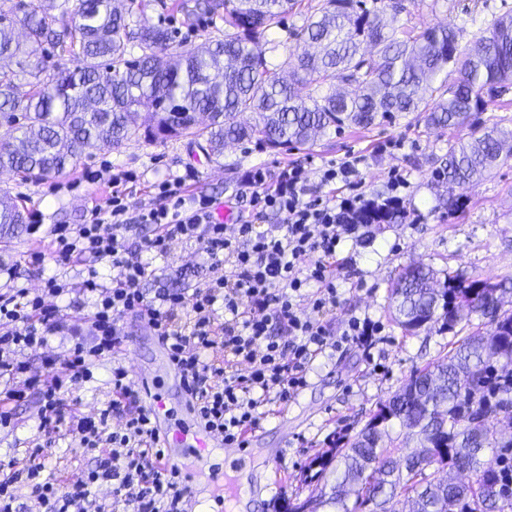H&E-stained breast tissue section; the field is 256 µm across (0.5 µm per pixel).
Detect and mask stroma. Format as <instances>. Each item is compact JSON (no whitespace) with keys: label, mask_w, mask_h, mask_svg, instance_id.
<instances>
[{"label":"stroma","mask_w":512,"mask_h":512,"mask_svg":"<svg viewBox=\"0 0 512 512\" xmlns=\"http://www.w3.org/2000/svg\"><path fill=\"white\" fill-rule=\"evenodd\" d=\"M194 2L142 0L145 18L169 27L176 42L193 46L207 37H223V23L212 22L209 16L186 21L181 6ZM321 2L298 0L283 26L270 32L278 45L267 56L271 69L282 70L306 18ZM405 4L399 25L415 29L449 25L459 29L465 43L480 36L491 19L512 17V0H405ZM465 135L462 129H427L423 117L414 112L381 125L333 132L312 145L271 150L245 142L225 149L217 160L206 158L186 138L152 142L136 137L118 149L90 151L48 180L0 173V192L9 193L28 216L18 237L0 239V268L6 270L0 275V290L25 288L36 294L51 276L71 287L55 299L68 315L69 329L49 336L45 345L25 350L22 360L33 372L44 373V358H64L74 342L91 335L92 299L78 290L85 269L76 258L58 263L52 247L56 225L85 223L90 208L110 193L107 184L84 181L86 169L107 163L128 172L127 201L134 214L155 203L156 185L173 179L184 180L188 194L210 196L240 211L248 206L240 197L242 177L258 166L273 179L284 166L305 164L315 197L325 193L318 171L332 161L360 157L357 178L375 196L387 195L390 172L400 170L410 181L403 197L405 217L380 227H361L341 242L333 261L339 302L328 316L329 324L338 332L349 318L371 317L380 327L373 347L367 353L347 347L318 358L307 387L288 407L287 423L269 417L249 449L257 470L277 469L283 486L251 493L248 512H286L289 500L318 497L329 490L333 478L318 476L313 460L329 451L334 439L354 437L415 368L447 353L455 340L434 325L408 333L394 321L389 289L401 268L422 263L440 274L487 282L512 273V161L462 188H449L435 176L449 142ZM451 196L458 198V209H448ZM411 213L417 215V223L408 222ZM35 253L42 255L41 264L31 263ZM151 267L154 274L144 284L150 297L160 288L197 287L213 273L207 255L186 241L171 242L166 253L152 257ZM125 327L130 337L125 344L127 362L158 368L159 347L150 331H139L137 320L130 317ZM111 372L107 360L96 367L91 381L72 383L65 394L71 410L93 416L106 408L112 399ZM40 405L39 395L28 393L25 402L14 406L11 424L0 426V464L25 461L32 448L45 444L49 450L40 458L44 475L72 479L91 468L95 454L81 448L75 435L64 432L55 443H47L38 431Z\"/></svg>","instance_id":"35a3bbf8"}]
</instances>
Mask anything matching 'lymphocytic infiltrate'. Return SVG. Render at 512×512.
I'll return each instance as SVG.
<instances>
[{"label": "lymphocytic infiltrate", "instance_id": "1", "mask_svg": "<svg viewBox=\"0 0 512 512\" xmlns=\"http://www.w3.org/2000/svg\"><path fill=\"white\" fill-rule=\"evenodd\" d=\"M360 157L349 156L320 169L322 184L342 182L349 197H306L305 166L283 167L268 182L263 168L245 175L251 210L238 215L234 236H226L214 218L213 198L185 197L181 181L160 184L158 204L130 217L119 186L123 175L104 170L97 175L113 187L111 197L91 210L78 229L55 230L59 261L83 256V293L94 299L89 317L93 339L78 341L63 361L64 376L45 379L21 361L22 350L46 343L66 327V318L48 297L61 296L65 283L46 279L42 294L26 289L0 292V403H17L28 391L39 392V429L46 437L68 428L82 446L97 451L93 468L63 484L42 477L38 464L9 463L0 473V512H15L21 488H29L46 503L48 512H119V504L134 512H183L186 488L178 467L155 468L163 445L152 429L150 412L138 400L129 366L112 367V401L98 416L66 414L61 395L68 382L90 380L95 366L114 355L126 340L124 320L147 322L168 348L173 362L192 382L201 423L235 442L259 427L268 405L288 404L308 384L316 358L345 346L370 350L376 328L370 319L353 318L342 335H335L324 317L337 305L336 278L331 261L340 241L359 230L357 215L400 202L405 177L389 181V197L368 195L355 175ZM284 215L283 224L261 229L269 215ZM156 226L155 236L142 239L143 252H165L174 240L195 242L217 274L186 293L164 289L147 298L148 265L134 258L125 238L130 221ZM112 268L110 283L98 276L99 266ZM313 314L302 317L301 303ZM121 415V427L111 425ZM112 486L111 500L98 499L97 486Z\"/></svg>", "mask_w": 512, "mask_h": 512}]
</instances>
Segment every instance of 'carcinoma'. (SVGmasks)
<instances>
[{
	"mask_svg": "<svg viewBox=\"0 0 512 512\" xmlns=\"http://www.w3.org/2000/svg\"><path fill=\"white\" fill-rule=\"evenodd\" d=\"M295 0H196L188 15L220 14L224 38L192 48L173 44L168 28L121 11L116 0H0V64L17 71L0 76V120L21 135L0 143V169L44 180L63 172L97 143L119 147L132 137L164 142L203 139L209 156L228 143L254 142L269 149L306 145L345 126L367 127L410 112L426 113L432 130L468 128L448 144L436 175L463 187L512 159V131L487 125L485 92L512 81V18L490 23L463 45L448 27H387L404 0H384L370 10L363 0H324L301 32L302 47L288 57L300 97L268 68L274 51L266 34L279 27ZM61 58L48 72L37 52ZM459 74L449 87L438 83ZM28 90L21 95L15 78ZM448 97L430 104L440 91ZM395 210L363 213L365 225L391 223ZM26 217L0 197V236L17 235ZM512 276L493 287L424 265L401 269L390 288V308L407 332L428 325L454 331L475 315L488 329L468 334L444 356L414 370L377 407L353 439H339L320 459L336 483L321 494L330 512H503L495 457L512 448L483 428L481 418L512 422ZM414 438L423 454L402 461L383 444L389 427ZM431 466L470 472L469 484L438 482Z\"/></svg>",
	"mask_w": 512,
	"mask_h": 512,
	"instance_id": "cac0c4a2",
	"label": "carcinoma"
}]
</instances>
